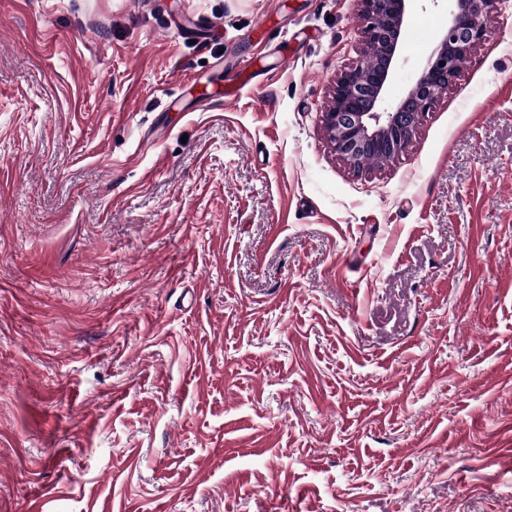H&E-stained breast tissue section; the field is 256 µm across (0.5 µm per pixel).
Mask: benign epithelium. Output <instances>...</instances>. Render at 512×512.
I'll return each mask as SVG.
<instances>
[{"mask_svg":"<svg viewBox=\"0 0 512 512\" xmlns=\"http://www.w3.org/2000/svg\"><path fill=\"white\" fill-rule=\"evenodd\" d=\"M362 49L341 72L323 112L334 153L355 168L369 152L401 155L438 94L448 88L485 35L495 0H448V22L409 89L386 108L399 43L414 0H358Z\"/></svg>","mask_w":512,"mask_h":512,"instance_id":"7a95c632","label":"benign epithelium"}]
</instances>
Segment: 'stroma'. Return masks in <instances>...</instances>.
<instances>
[{"label":"stroma","mask_w":512,"mask_h":512,"mask_svg":"<svg viewBox=\"0 0 512 512\" xmlns=\"http://www.w3.org/2000/svg\"><path fill=\"white\" fill-rule=\"evenodd\" d=\"M447 20L416 0L391 97ZM359 25L0 0V512H512V0L357 171Z\"/></svg>","instance_id":"obj_1"}]
</instances>
